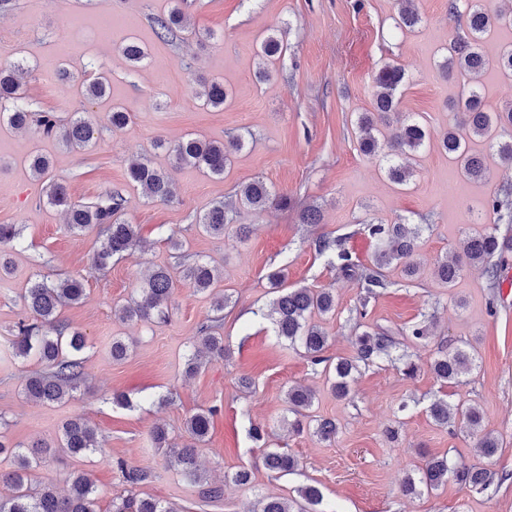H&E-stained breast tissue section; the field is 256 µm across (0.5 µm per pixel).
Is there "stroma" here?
<instances>
[{
    "instance_id": "1",
    "label": "stroma",
    "mask_w": 512,
    "mask_h": 512,
    "mask_svg": "<svg viewBox=\"0 0 512 512\" xmlns=\"http://www.w3.org/2000/svg\"><path fill=\"white\" fill-rule=\"evenodd\" d=\"M415 4L421 23L400 30L393 25L396 0H187L194 25L213 31L214 38L171 44L157 38L149 21L150 15L167 12L170 0H0V65H24L22 90L32 109L64 119L81 112L96 128L82 152L32 130L0 128V224L23 227L14 272L0 280V416L6 421L0 434L10 443H53L63 423L79 414L96 428L103 446L86 458L57 452L32 472V487L51 483L63 492L69 473L85 471L95 483L99 512H110L113 496L125 489L116 468L122 460L152 468V480L137 488L140 496L184 512H252L259 498L293 499L305 484L321 491L323 512H512V290L490 296L476 268H464L451 288L434 276L437 262L458 253L466 236L489 230L485 202L512 181V169L496 166L484 182L459 179L439 147L450 120L445 104L475 86L488 107L498 109L512 101V79L494 70L474 78L443 77L438 63L465 23L449 20L448 0ZM271 27L279 29L285 51L270 64V78L261 81L255 49ZM132 39L148 52L136 68L120 52ZM387 63L406 73L398 92L400 113L417 115L430 134L404 189L360 153L355 138L354 122L358 113L372 111L373 79ZM61 66L72 72L70 81H45V73ZM98 77L105 78L107 95L87 99L83 85ZM202 77L223 79L231 88L224 108L207 107L197 98ZM115 107L130 114L120 129L108 122ZM189 135L224 142L241 136L245 146L223 176L213 177L174 163V144ZM36 154L49 158L52 177L66 184L76 201L92 203L120 190L125 217L138 225L143 248L113 262L107 272L92 271L96 236L68 233L64 214L43 203L42 184L29 169ZM140 156L169 174L174 202L147 201L128 182L127 166ZM255 178L287 196L288 207L241 212L239 223L252 227L243 242L231 226L220 238L198 230L196 215L230 200L236 186ZM312 205L319 207L321 222L302 223V210ZM367 218L385 223L403 218L425 230L419 279L404 283L400 271L390 269L391 288L370 299L362 317L360 286L338 276L313 241L323 235L342 240L356 261L369 263L375 242L362 229ZM173 232L187 241L192 256L211 262L215 292L229 298L224 309L229 357L190 378L184 374V345L210 315L212 294L176 281L169 319L161 324L124 322L113 312L152 268L176 265L167 243ZM275 268L286 270L288 287L334 289L336 313L321 322L332 357L353 356L359 325L397 337L411 323L432 320L425 345L413 350L416 377H405L398 365L383 360L355 374L348 399L336 398L321 368L272 331L267 274ZM35 274L76 276L85 284L83 300L61 311L88 341L83 384L75 398L59 404L27 401L19 387L36 365L5 354L23 316L18 295ZM116 338L130 346L120 362L111 356ZM463 342L477 354L476 369L460 383L437 381L430 359L438 348ZM243 375L252 379V388L239 385ZM297 382L315 391L311 415L335 420L339 432L332 442L308 430L289 434L285 393ZM116 393L128 395L132 407L113 404ZM162 395L170 396V403L159 404ZM438 397L482 410L485 432L500 442L494 457H483L467 432L433 424L428 406ZM210 408L217 414L198 456L210 482L223 485L224 496L205 506L198 487L166 467L149 432L164 426L173 443L183 444L185 420ZM255 424L265 429L266 443L299 460L298 472L278 477L262 468L264 443L249 434ZM390 428L398 431L393 443L386 437ZM443 454L491 470L498 480L484 493L451 482L403 497L405 474L422 468L426 456ZM242 468L254 473L246 486L230 480Z\"/></svg>"
}]
</instances>
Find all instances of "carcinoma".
<instances>
[{"instance_id": "carcinoma-1", "label": "carcinoma", "mask_w": 512, "mask_h": 512, "mask_svg": "<svg viewBox=\"0 0 512 512\" xmlns=\"http://www.w3.org/2000/svg\"><path fill=\"white\" fill-rule=\"evenodd\" d=\"M465 16L468 32L448 41L447 53L438 63L446 74H478L489 68L512 76V45L501 47L493 57L483 50L490 28L509 26L512 28V11H503L493 6V0H449L448 16L456 19ZM421 17L415 8V0H397L396 27L411 29L420 23ZM186 12L177 0L166 14L153 17L157 36L173 39L186 29ZM283 52L278 30L270 29L262 38L257 54L270 62ZM123 57L134 67L147 59L145 48L134 40L122 45ZM405 72L390 63L384 64L374 77V111L361 112L356 121L359 150L365 156L377 161L388 179L400 186L410 184L413 174L412 160L427 146L429 141L425 127L413 116L404 117L400 132L386 139L382 128L390 124L389 117L398 112L397 92L404 83ZM198 97L204 105L213 108L224 106L229 93L220 79H211L201 84ZM458 121L448 128L440 139L441 149L456 163L462 179L481 182L490 171V164L505 165L512 169V102L499 110L489 111L481 91L471 89L468 94L452 104ZM21 130L36 125L38 133L53 138L70 151L84 150L93 139L94 129L82 113L75 112L67 120H61L54 112H40L33 116L20 84L14 73L0 68V125ZM479 140L484 148L476 151L470 143ZM244 142L233 139L227 143L205 141L187 137L173 147L175 162L179 165L194 166L213 176L224 175L231 164L233 153L241 150ZM30 170L37 180L43 182L46 203L63 210L68 216L65 229L68 232L84 234L97 231L102 237L93 251L90 267L104 271L112 266L113 259H119L133 250L139 242L137 225L122 219L125 197L118 191H110L93 205L74 201L66 186L50 178V162L39 154L30 161ZM128 180L139 186L144 196L151 201L170 202L173 199L171 182L166 173L156 168L152 161L143 156L132 163L127 170ZM238 207L260 213L270 205L288 207V197L277 194L262 179L256 178L238 186L235 193ZM486 213L494 216L495 225L477 236L469 237L464 243L463 255L448 262H440L435 276L450 288L467 265L478 266L485 274L488 288L500 287L501 272L512 255V185L501 187L491 195L485 204ZM236 211L224 202L214 203L203 215L198 227L205 233L221 238L227 225L234 223ZM365 231L376 241V251L371 264L364 265L353 259L351 253L341 247L337 240L322 238L316 243L321 255L332 254L330 264L343 278L355 280L364 290L359 315L366 314L368 299L375 297L393 283L388 281L383 269L391 265L402 267L405 279L413 281L420 268L416 261L422 227L408 224L400 219L391 224L381 221H363ZM506 228H501V225ZM22 228L18 224H0V278L12 273L8 249L18 243ZM180 274L186 284L199 291L209 290L214 284L210 263L197 260L179 265ZM287 273L276 269L267 275L268 288L275 293L272 300L271 316L275 335L289 348H301L315 367L331 382V389L339 399H346L350 383L360 365L369 366L382 359H396L401 371L407 377L416 375L418 365L411 356L402 354L393 357L392 352L400 345L385 331L365 329L355 336V355L352 358L333 359L326 355L328 335L316 321L336 313V295L328 288L287 289L284 283ZM175 285V275L168 267H159L145 278L136 295L118 306L125 321L161 323L169 317V307ZM83 282L78 278L49 280L39 274L30 278L21 290L19 300L24 317L16 323V333L9 341L8 351L13 358L34 360L41 369L26 375L21 383L22 393L38 403H62L74 397L83 382L84 353L87 342L84 335L61 319V309L66 305L80 302L84 296ZM228 297L213 298L212 310L216 317L209 318L197 328L196 336L185 346V375L196 374L201 368L200 357L205 353L215 361L226 356L224 338L218 332L221 314ZM402 336L414 344H420L429 336L425 322H415L403 329ZM434 377L443 382H457L476 368L475 353L465 347H456L437 354L429 365ZM313 391L302 385L288 386L286 392L287 411L295 415L289 425L296 432L304 429L302 416L312 406ZM433 421L448 428L459 427L475 436L476 447L484 456L491 458L498 452L499 441L484 432L483 413L476 406L450 405L444 398L435 399L429 406ZM217 410L208 409L190 416L184 430L189 441L176 448L168 443V431L163 426L155 427L151 439L157 448L165 449V463L189 482L202 487L207 499H219L224 494L221 486H210L198 464L197 445L208 437ZM312 433L321 441L336 437V422L331 419L309 421ZM64 448L75 457H84L100 451L95 429L80 415L68 419L61 429L60 439L52 445L37 440L28 445L9 444L0 440V455L12 457L14 467L0 472V484L10 488L11 494L0 497V512H97L96 488L84 472H74L68 478L69 493L61 496L56 487L45 484L31 488L30 473L53 458L54 448ZM262 466L281 475L298 470L299 461L292 455L278 449L268 448L261 457ZM123 482L130 487L128 493L112 499V512H178L172 504L155 499L139 498L133 488L147 482L153 475L150 467H130L117 462ZM453 480L457 484L481 492L489 490L495 483L496 474L466 464L451 461L448 456H432L416 474H408L401 483L404 496L414 498L423 490H436ZM304 504L295 506V501L281 497H264L258 501L257 512H310L321 502V492L314 486L298 489Z\"/></svg>"}]
</instances>
